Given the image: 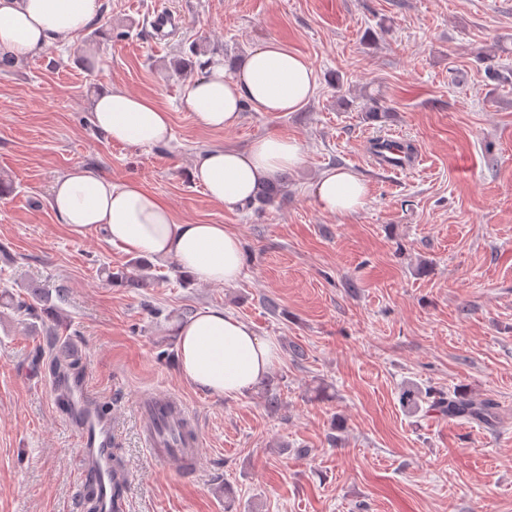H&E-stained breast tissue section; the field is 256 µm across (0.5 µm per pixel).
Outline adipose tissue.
I'll list each match as a JSON object with an SVG mask.
<instances>
[{"label": "adipose tissue", "instance_id": "obj_1", "mask_svg": "<svg viewBox=\"0 0 512 512\" xmlns=\"http://www.w3.org/2000/svg\"><path fill=\"white\" fill-rule=\"evenodd\" d=\"M101 0H0V61H20L55 42L69 43L99 17ZM311 64L279 41H269L239 60L188 80L182 101L195 123L230 130L242 121V105L257 112H296L315 93ZM95 128L110 140L149 149L171 137L170 114L150 100L109 86L93 102ZM302 147L293 138L269 134L242 149L200 151L190 170L215 202L236 211L259 186L298 166ZM367 188L354 173L332 169L309 188L313 204L337 215L356 212ZM50 206L56 220L76 237L102 232L109 242L153 264L176 262L194 284L226 286L242 273L240 237L222 224L178 222L171 208L138 182L121 184L84 166L58 176ZM177 369L186 381L216 395L235 397L254 389L278 360L276 344L252 325L222 309L206 307L176 322Z\"/></svg>", "mask_w": 512, "mask_h": 512}]
</instances>
